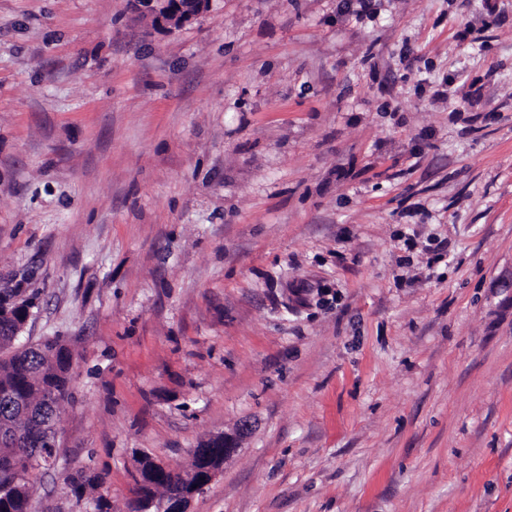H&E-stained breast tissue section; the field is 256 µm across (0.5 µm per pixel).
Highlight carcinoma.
<instances>
[{"label":"carcinoma","instance_id":"obj_1","mask_svg":"<svg viewBox=\"0 0 512 512\" xmlns=\"http://www.w3.org/2000/svg\"><path fill=\"white\" fill-rule=\"evenodd\" d=\"M16 328L15 320L0 319V512H31L34 470L49 465L55 451L38 427L56 421L72 381L73 354L64 340L21 345L14 339ZM135 461L146 500L170 501L181 491L202 486L204 464L198 453L175 473L156 466L146 454ZM102 482L101 475L82 470L65 479L78 499L97 492Z\"/></svg>","mask_w":512,"mask_h":512}]
</instances>
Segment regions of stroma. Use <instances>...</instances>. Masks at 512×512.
I'll return each instance as SVG.
<instances>
[{
  "label": "stroma",
  "mask_w": 512,
  "mask_h": 512,
  "mask_svg": "<svg viewBox=\"0 0 512 512\" xmlns=\"http://www.w3.org/2000/svg\"><path fill=\"white\" fill-rule=\"evenodd\" d=\"M27 270L74 356L33 512L225 431L191 512H512V0H0ZM137 9L152 18L155 27L172 29L174 23L179 20L180 25L190 23L196 16L209 8L211 0H186L194 1L188 8L180 3V0H133ZM175 1V2H170ZM102 482L103 477L100 474H87L82 470L65 479V483L69 487L71 494L77 499H81L87 494L97 492Z\"/></svg>",
  "instance_id": "stroma-1"
}]
</instances>
